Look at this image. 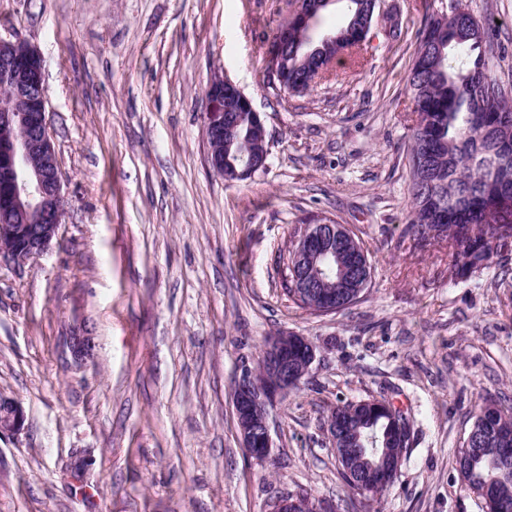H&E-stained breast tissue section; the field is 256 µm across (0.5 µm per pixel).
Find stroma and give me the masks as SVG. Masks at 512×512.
<instances>
[{
  "mask_svg": "<svg viewBox=\"0 0 512 512\" xmlns=\"http://www.w3.org/2000/svg\"><path fill=\"white\" fill-rule=\"evenodd\" d=\"M492 25L512 89V0H466ZM440 0H381L360 65L305 93L267 79L289 0H0V36L39 51L65 194L48 252L0 260V393L25 425L0 438V512H270L306 494L339 512H484L456 453L487 402L512 409V251L450 277L447 242L414 248L408 75ZM264 121V171L228 182L203 132L211 74ZM336 222L374 269L331 314L289 296L288 250ZM81 327L94 356L75 362ZM316 346L270 410L274 457L246 454L234 380L267 337ZM389 398L414 424L378 499L343 480L326 421ZM89 464L73 480L77 456Z\"/></svg>",
  "mask_w": 512,
  "mask_h": 512,
  "instance_id": "obj_1",
  "label": "stroma"
}]
</instances>
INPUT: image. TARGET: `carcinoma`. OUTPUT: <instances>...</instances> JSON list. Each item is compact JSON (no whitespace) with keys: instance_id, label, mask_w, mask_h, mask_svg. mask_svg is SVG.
<instances>
[{"instance_id":"1","label":"carcinoma","mask_w":512,"mask_h":512,"mask_svg":"<svg viewBox=\"0 0 512 512\" xmlns=\"http://www.w3.org/2000/svg\"><path fill=\"white\" fill-rule=\"evenodd\" d=\"M322 15L334 8L344 22L334 30L312 33L288 24V38L272 42V62L285 75L288 90L302 93L311 88L319 72H327L333 56L343 54L360 62L366 40V24L373 23L378 4L374 0H309ZM494 31L477 19L463 0H451L449 9L425 16L422 37L408 77L413 112L420 123L412 132L410 157L429 158L434 163L432 185L411 184L412 219L408 232L421 249L440 236L433 225L446 226L451 238V265L464 276L491 264L498 249L512 239V221L504 222L487 204L494 193L512 195V98L490 74L485 46ZM224 108L241 113L232 133L224 134V158L238 160L243 152L269 154L240 100L227 98ZM492 126L508 141L507 166L497 170L483 163L484 128ZM351 255L336 253L320 265L336 277V310L348 307L352 292L343 268ZM336 422V462L347 485L367 497H377L384 487L369 474L391 462L384 449L399 447L397 430L401 417L369 413L352 402L336 406L330 414ZM472 429L476 440L457 455L459 471L468 487L488 495L497 512H512V412L494 403L480 407Z\"/></svg>"}]
</instances>
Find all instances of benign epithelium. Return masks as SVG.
<instances>
[{"instance_id":"1","label":"benign epithelium","mask_w":512,"mask_h":512,"mask_svg":"<svg viewBox=\"0 0 512 512\" xmlns=\"http://www.w3.org/2000/svg\"><path fill=\"white\" fill-rule=\"evenodd\" d=\"M20 41L0 38V77L14 101L12 108L0 111V257L23 264L45 253L57 238L63 212V180L56 144L47 118V89L41 56L32 45L16 50ZM225 80L211 78L205 89L208 107L204 116L207 144L224 141V126L235 114L224 109ZM210 167L226 179L249 177L263 167L249 158L240 165H224V154L209 150ZM319 225L311 224L296 241L297 253L316 265L320 248L315 246ZM308 347L307 364L297 371L288 359L289 345ZM69 347L77 360L90 357L93 342L84 330L76 328L69 336ZM316 348L304 336L286 334L269 338L260 365L267 374L261 383L253 381L254 369L240 374L233 392V405L240 439L245 452L266 461L273 452L269 422L270 408L288 391L296 388L303 373L312 370ZM24 411L13 397L0 393V438L18 434L24 427ZM298 495H282L273 512H295Z\"/></svg>"}]
</instances>
